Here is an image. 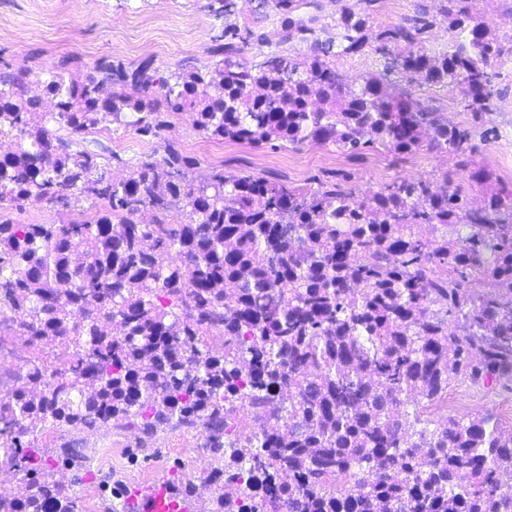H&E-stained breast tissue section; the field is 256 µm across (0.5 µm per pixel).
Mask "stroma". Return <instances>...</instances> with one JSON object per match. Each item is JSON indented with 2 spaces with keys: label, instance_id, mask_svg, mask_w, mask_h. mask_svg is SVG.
<instances>
[{
  "label": "stroma",
  "instance_id": "35a3bbf8",
  "mask_svg": "<svg viewBox=\"0 0 512 512\" xmlns=\"http://www.w3.org/2000/svg\"><path fill=\"white\" fill-rule=\"evenodd\" d=\"M361 10L373 26H412L425 17L422 43L448 47V19L441 0H301L293 14L276 11L267 0H232L218 9L212 0H0V67L7 65L40 75L46 66L65 58L83 65L100 59L136 64L151 58L163 73L188 72L206 65L213 53L231 42L237 58L259 64L279 56L313 55L315 41L335 37L342 11ZM405 42L370 43L359 53L330 54L336 68L362 79L385 74L388 83L442 113L453 111L457 123L472 128L475 153L468 156L423 150L394 156L374 147L342 151L333 146L283 148L272 144H240L207 139L184 116L159 135L140 139L125 133L96 134V141L118 151L125 163L113 167V181L127 178L143 156L162 158L176 148L194 160L198 170H221L228 175H251L290 187L342 185L363 199L381 187L400 182H427L459 190L468 209L480 207L484 185L470 178L471 169H488L495 179L512 183V65L499 79L495 111L474 116L462 105L460 93L427 84L392 70V60L405 53ZM440 414L469 418L492 413L500 419L512 414V388L498 384H453ZM205 432L158 428L144 437L138 430L102 424L92 430L50 431L39 444L56 448L65 443L84 450L85 468L72 471L55 465L58 480L79 500L81 512H123L133 490L161 479L201 483L208 462Z\"/></svg>",
  "mask_w": 512,
  "mask_h": 512
}]
</instances>
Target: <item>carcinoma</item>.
I'll return each mask as SVG.
<instances>
[{
    "instance_id": "obj_1",
    "label": "carcinoma",
    "mask_w": 512,
    "mask_h": 512,
    "mask_svg": "<svg viewBox=\"0 0 512 512\" xmlns=\"http://www.w3.org/2000/svg\"><path fill=\"white\" fill-rule=\"evenodd\" d=\"M444 2L447 50L405 26L377 38L407 43L400 72L492 112L512 44L475 21L472 0ZM369 30L349 10L307 61L249 66L229 45L186 75L151 60L63 59L36 83L0 70V206L62 207L56 224L0 216V311L35 347L23 386L0 396V465L23 484L0 512H80L35 448L50 427L108 422L208 433L210 497L171 483L195 512H512V428L490 413L432 416L461 379L512 380V187L478 210L422 181L355 207L336 185L195 176L174 148L113 183L121 155L83 146L94 133L155 136L189 113L208 137L250 145L474 152L469 128L380 76L337 81L323 57L362 51ZM58 455L83 467L73 445Z\"/></svg>"
}]
</instances>
